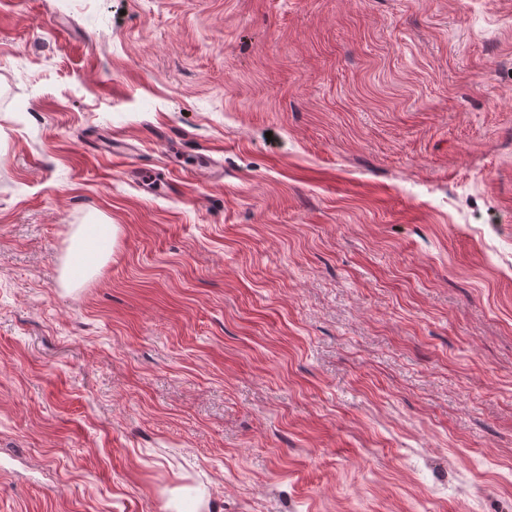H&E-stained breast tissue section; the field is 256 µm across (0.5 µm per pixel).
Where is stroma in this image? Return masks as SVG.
<instances>
[{"instance_id":"obj_1","label":"stroma","mask_w":512,"mask_h":512,"mask_svg":"<svg viewBox=\"0 0 512 512\" xmlns=\"http://www.w3.org/2000/svg\"><path fill=\"white\" fill-rule=\"evenodd\" d=\"M0 512H512V0H0ZM115 226L85 224L74 237L70 250V271L79 280L92 274L113 246Z\"/></svg>"}]
</instances>
